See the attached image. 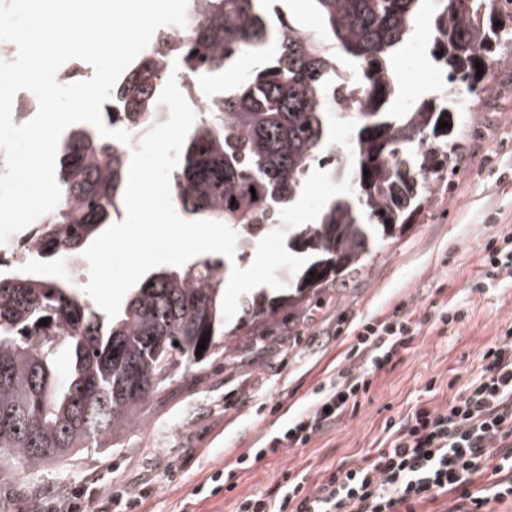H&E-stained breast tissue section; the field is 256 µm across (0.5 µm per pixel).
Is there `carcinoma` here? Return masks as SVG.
I'll return each instance as SVG.
<instances>
[{"label":"carcinoma","instance_id":"obj_1","mask_svg":"<svg viewBox=\"0 0 512 512\" xmlns=\"http://www.w3.org/2000/svg\"><path fill=\"white\" fill-rule=\"evenodd\" d=\"M190 2L177 53L185 77L217 76L244 55L258 64L207 105L180 153L172 200L235 230L244 248L276 228L274 215L297 195L312 162H326L350 182L351 192L326 206L319 223L288 233V249L310 261L288 274L282 294L246 304L254 320L285 304L296 310L361 272L373 248L407 227L436 174L453 169L457 145L452 130L438 124L459 119L458 99L415 98L393 111L389 61L423 18V0H311L318 34L271 14L267 0ZM435 2L433 58L447 85L475 95L485 81L477 68L486 73L512 58V0ZM338 53L356 65L371 105L352 119L347 154L332 145L328 122L333 102L345 97L336 82ZM137 66L138 76L115 85L104 103L109 128L114 101L147 122L159 117L168 71L149 53ZM126 164L124 144L95 127L67 134L56 164L59 201L31 226L48 261L83 255L110 223L123 198ZM230 273L229 261L209 258L155 272L110 319L68 281L0 261V474H36L105 445L181 369L200 368L220 353ZM204 336L209 341L199 352ZM62 349L70 358L64 373L57 364Z\"/></svg>","mask_w":512,"mask_h":512}]
</instances>
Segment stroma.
Instances as JSON below:
<instances>
[{
    "instance_id": "1",
    "label": "stroma",
    "mask_w": 512,
    "mask_h": 512,
    "mask_svg": "<svg viewBox=\"0 0 512 512\" xmlns=\"http://www.w3.org/2000/svg\"><path fill=\"white\" fill-rule=\"evenodd\" d=\"M474 102L476 111L459 120L452 172L435 180L412 222L384 240L362 273L311 297L302 311L279 309L259 328L239 315L226 321L223 354L181 373L111 447L35 475L0 477V512H40L45 492L94 478L104 488H149L138 512H236L240 495L267 492L284 469H308L318 482L324 470L348 469L374 448L385 419L401 420L423 401L445 405L512 330V283L471 287L484 276L486 244L512 235V64L494 69ZM398 307L419 331L392 369L371 373L357 409L306 446L254 462L234 491L196 498L212 472L260 447L315 387L348 367L360 322ZM444 308L454 316L446 324Z\"/></svg>"
}]
</instances>
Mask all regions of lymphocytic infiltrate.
Wrapping results in <instances>:
<instances>
[{
    "instance_id": "lymphocytic-infiltrate-1",
    "label": "lymphocytic infiltrate",
    "mask_w": 512,
    "mask_h": 512,
    "mask_svg": "<svg viewBox=\"0 0 512 512\" xmlns=\"http://www.w3.org/2000/svg\"><path fill=\"white\" fill-rule=\"evenodd\" d=\"M417 331L405 314L364 320L352 349L362 369L317 387L265 447L212 473V493L235 489L252 462L306 446L356 407L370 371L391 366ZM483 359L479 374L444 406L421 403L402 422L385 420L384 438L355 466L325 474L311 490L303 472L285 471L270 492L242 496L238 512H420L439 500L447 501L445 512H486L490 503L512 499V342L490 347Z\"/></svg>"
}]
</instances>
